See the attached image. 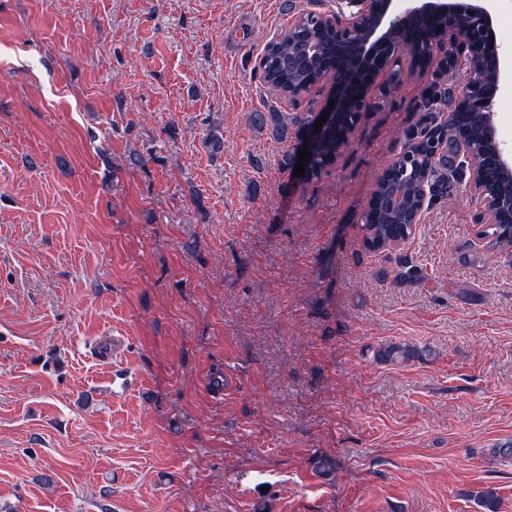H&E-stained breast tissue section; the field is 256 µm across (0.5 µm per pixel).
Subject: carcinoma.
I'll return each mask as SVG.
<instances>
[{
  "instance_id": "1",
  "label": "carcinoma",
  "mask_w": 512,
  "mask_h": 512,
  "mask_svg": "<svg viewBox=\"0 0 512 512\" xmlns=\"http://www.w3.org/2000/svg\"><path fill=\"white\" fill-rule=\"evenodd\" d=\"M454 28L466 48L482 60L480 83L490 87L496 80V56L484 38L479 36L469 20L460 17L441 18L433 30L415 32L410 26L396 28L387 47L396 51L407 49L411 64L427 71L434 60L431 38L433 31ZM338 38L335 28L328 26L322 15L312 11L300 13L288 37L270 40L263 49L265 64L261 80L277 90L278 96L291 101L322 82L330 70L347 67L351 57L338 54L332 46ZM442 94L433 90L425 98L429 122L412 133V148L404 150L391 161L379 176L367 210L363 215L367 235L364 253L376 254L389 246L404 241L413 234L423 198L428 201L443 199L453 194L465 179V171L481 161L484 168V186L487 195L498 203L499 223L484 230L490 248H512V175L499 165L496 140L488 130L479 112H474L470 100L461 99L454 107L456 129H448L438 122L436 105ZM359 119L357 108L346 107L328 125L320 140L312 147L309 180L322 177L336 163L342 144L341 134ZM253 123L266 128L279 140L300 137L308 124V117L290 112H256ZM422 355V351L408 344H392L382 348L379 356L397 363L407 362ZM483 512H496L497 492L493 488L469 494Z\"/></svg>"
}]
</instances>
